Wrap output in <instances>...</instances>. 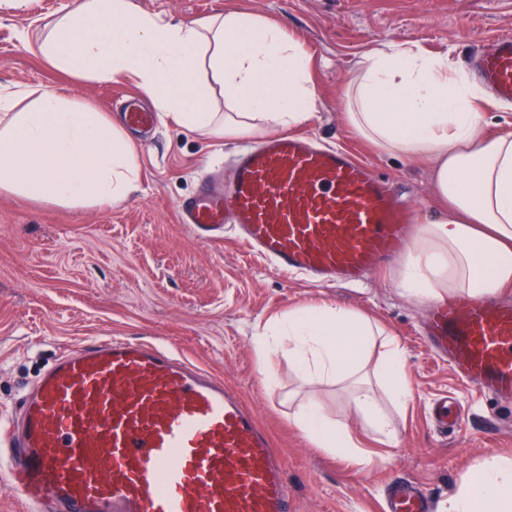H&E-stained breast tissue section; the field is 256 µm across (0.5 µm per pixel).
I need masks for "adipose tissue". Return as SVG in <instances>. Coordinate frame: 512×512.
<instances>
[{
    "label": "adipose tissue",
    "instance_id": "ef3b65f1",
    "mask_svg": "<svg viewBox=\"0 0 512 512\" xmlns=\"http://www.w3.org/2000/svg\"><path fill=\"white\" fill-rule=\"evenodd\" d=\"M37 48L77 79L132 77L163 118L215 135L262 123L301 125L318 99L308 56L278 26L243 13L165 23L132 0H81L38 37ZM218 91L221 112L212 106ZM23 98L29 101L24 108ZM347 98L346 119L362 137L387 152L424 154L431 162L441 215L411 242L398 279L401 293L441 300L511 287L512 134L486 135L481 91L446 59L391 45L372 53ZM139 180L129 139L76 89L0 91V194L88 208L125 200ZM379 333L362 314L307 307L289 314L263 347L287 346L303 378L346 385L371 427L392 438L397 429L373 400L366 376L374 374L400 405L411 400L413 388L395 340L367 371ZM300 422L319 447L351 452L347 432L318 404L303 405ZM448 512H512V459L472 468Z\"/></svg>",
    "mask_w": 512,
    "mask_h": 512
}]
</instances>
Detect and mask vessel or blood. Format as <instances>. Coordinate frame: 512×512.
Wrapping results in <instances>:
<instances>
[{
    "mask_svg": "<svg viewBox=\"0 0 512 512\" xmlns=\"http://www.w3.org/2000/svg\"><path fill=\"white\" fill-rule=\"evenodd\" d=\"M512 102V37L475 60ZM224 193L201 185L180 221L201 239L234 226L283 275L354 283L405 251L406 213L344 151L281 135L239 148ZM427 335L455 372L512 401V304L437 302ZM0 466L31 512H290L286 459L223 381L152 342L106 336L61 357L0 428ZM387 512H433L397 482Z\"/></svg>",
    "mask_w": 512,
    "mask_h": 512,
    "instance_id": "obj_1",
    "label": "vessel or blood"
}]
</instances>
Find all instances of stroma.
<instances>
[{"label": "stroma", "instance_id": "stroma-1", "mask_svg": "<svg viewBox=\"0 0 512 512\" xmlns=\"http://www.w3.org/2000/svg\"><path fill=\"white\" fill-rule=\"evenodd\" d=\"M167 21L192 22L244 12L278 25L311 59L320 96L298 134L342 147L385 180L410 213L411 229L439 212L429 161L391 154L345 122L343 91L379 47L396 42L447 57L470 73L469 61L502 35H512V0H135ZM75 0H20L0 6V88L77 85L80 96L122 124L125 101L139 97L132 80L73 82L47 63L25 35L72 9ZM275 127L211 136L157 119L147 136L129 132L141 171L127 201L87 209L40 205L0 195V421L18 416L22 397L65 351L104 336L163 343L235 387L256 411L288 463L295 512H385L391 485L408 479L435 512L469 470L512 459V405L462 383L435 358L420 330L430 303L403 296V258L376 266L352 285L322 286L275 272L234 234L194 237L177 204L200 181H228L230 153L274 135ZM329 304L364 312L405 350L414 398L395 406L375 388L398 428L395 440L373 431L336 385L306 384L287 348L266 357L259 341L296 309ZM342 426L364 453L345 459L317 447L297 415L308 398ZM449 399L461 429L440 432L432 402Z\"/></svg>", "mask_w": 512, "mask_h": 512}]
</instances>
